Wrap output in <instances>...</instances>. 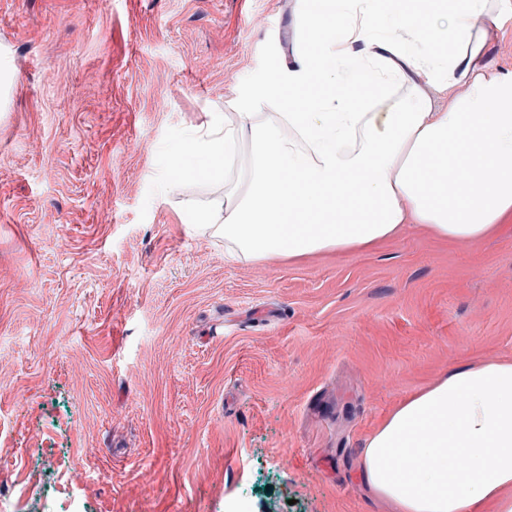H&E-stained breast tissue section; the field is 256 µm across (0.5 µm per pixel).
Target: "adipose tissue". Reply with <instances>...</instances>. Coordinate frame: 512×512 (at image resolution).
<instances>
[{"mask_svg": "<svg viewBox=\"0 0 512 512\" xmlns=\"http://www.w3.org/2000/svg\"><path fill=\"white\" fill-rule=\"evenodd\" d=\"M510 17L512 0H306L292 66L183 144L178 180L247 151L244 190L183 223L250 259L366 249L412 224L487 237L512 213V69L489 55ZM359 465L393 512H512V359L413 394Z\"/></svg>", "mask_w": 512, "mask_h": 512, "instance_id": "adipose-tissue-1", "label": "adipose tissue"}]
</instances>
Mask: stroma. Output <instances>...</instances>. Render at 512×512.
<instances>
[{"label": "stroma", "instance_id": "35a3bbf8", "mask_svg": "<svg viewBox=\"0 0 512 512\" xmlns=\"http://www.w3.org/2000/svg\"><path fill=\"white\" fill-rule=\"evenodd\" d=\"M298 0H0V499L10 512H391L358 462L440 376L512 358L481 240L228 258L184 138L292 63Z\"/></svg>", "mask_w": 512, "mask_h": 512}]
</instances>
